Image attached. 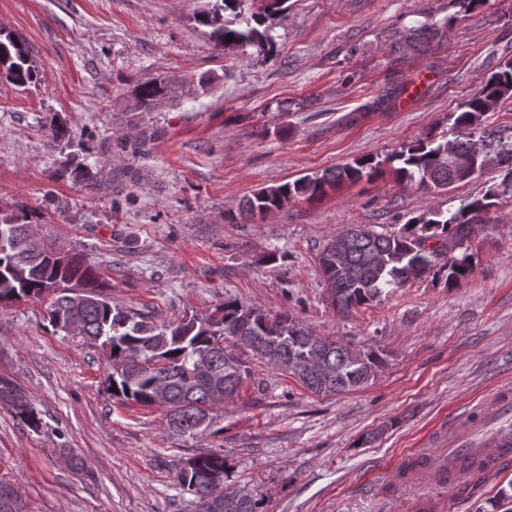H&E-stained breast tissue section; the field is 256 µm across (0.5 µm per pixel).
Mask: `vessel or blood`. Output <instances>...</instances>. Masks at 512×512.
<instances>
[{
    "label": "vessel or blood",
    "mask_w": 512,
    "mask_h": 512,
    "mask_svg": "<svg viewBox=\"0 0 512 512\" xmlns=\"http://www.w3.org/2000/svg\"><path fill=\"white\" fill-rule=\"evenodd\" d=\"M501 462L512 459V389L499 388L473 410L455 418L448 446L437 454L425 453L416 463L427 475L459 476L469 460Z\"/></svg>",
    "instance_id": "vessel-or-blood-1"
}]
</instances>
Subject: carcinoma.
Wrapping results in <instances>:
<instances>
[{
    "label": "carcinoma",
    "mask_w": 512,
    "mask_h": 512,
    "mask_svg": "<svg viewBox=\"0 0 512 512\" xmlns=\"http://www.w3.org/2000/svg\"><path fill=\"white\" fill-rule=\"evenodd\" d=\"M248 0H214L197 15L210 28L217 47L247 44L261 52L273 48L268 20L283 11L285 0H263L258 13L245 15ZM233 40H228V36ZM0 77L17 86L34 82L36 70L24 44L10 31L0 28ZM164 80L139 83L134 89L132 109L151 112L166 98ZM512 97V60L488 76L482 88L454 116L457 135L454 152L471 162L476 170L487 167L489 153L505 169L502 181L482 197L461 202L459 208L443 214L427 209L398 231L377 232L367 224H353L342 230L343 246L329 250L324 244L318 254L319 269L331 305L340 313L378 301L388 288H400L420 279L438 266L447 271L446 281L456 282L470 272L466 258L443 259L447 240L474 232L483 214L503 197L512 200V133L487 132L484 119L499 102ZM397 163L396 178L427 189H446L463 181L448 163V142L420 141L392 155ZM73 172L85 179L95 177L88 165L68 160L54 173L62 179ZM379 170L373 158L305 175L292 182L259 189L246 197L241 213L254 217L280 210L298 197H314L345 182L372 177ZM31 212L0 213V305L28 298H51L47 315L52 327L65 329L76 319L81 336L89 344L108 351V388L119 403L134 402L151 407L159 390H164L168 428L181 436L206 431L214 415L239 393L249 371L224 348V341L250 349L258 359L296 378L317 396H334L357 391L369 384L385 365L384 355L363 348V358L353 362L348 344L318 336L286 311L271 312L261 306L227 300L199 318L185 317L167 324L150 320L146 313L112 305L108 283L97 265L79 252L67 254L63 264L49 258L52 249L32 231ZM210 358L207 377L193 374L201 354ZM0 403L12 408L28 428L38 430L42 419L24 389L13 380L0 377ZM190 470L179 471L180 484L187 491L207 490L216 475L224 476V456L215 453L192 458ZM22 503L14 485L0 480V512H15ZM224 512H258L256 501L243 492L224 503Z\"/></svg>",
    "instance_id": "cac0c4a2"
}]
</instances>
